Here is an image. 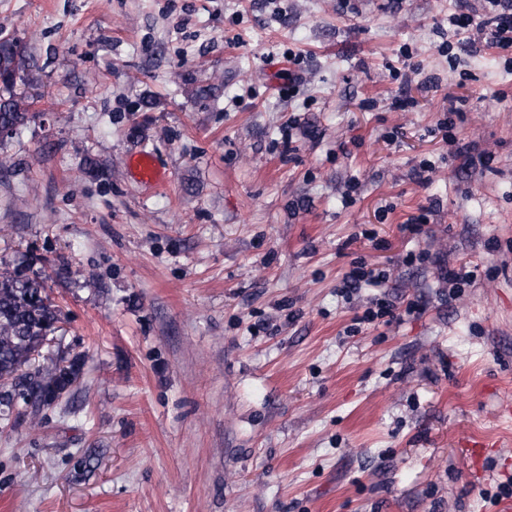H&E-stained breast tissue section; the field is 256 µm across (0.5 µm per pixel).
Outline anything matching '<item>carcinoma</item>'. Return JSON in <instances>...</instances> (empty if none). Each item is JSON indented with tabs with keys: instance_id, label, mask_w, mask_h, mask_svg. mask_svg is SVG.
<instances>
[{
	"instance_id": "obj_1",
	"label": "carcinoma",
	"mask_w": 512,
	"mask_h": 512,
	"mask_svg": "<svg viewBox=\"0 0 512 512\" xmlns=\"http://www.w3.org/2000/svg\"><path fill=\"white\" fill-rule=\"evenodd\" d=\"M31 59L11 38H0V130L17 132L28 121L31 98L16 91L27 84ZM60 311L37 278L0 274V411L8 416L15 398L37 416L57 403L79 378L84 360L45 357L60 330Z\"/></svg>"
}]
</instances>
